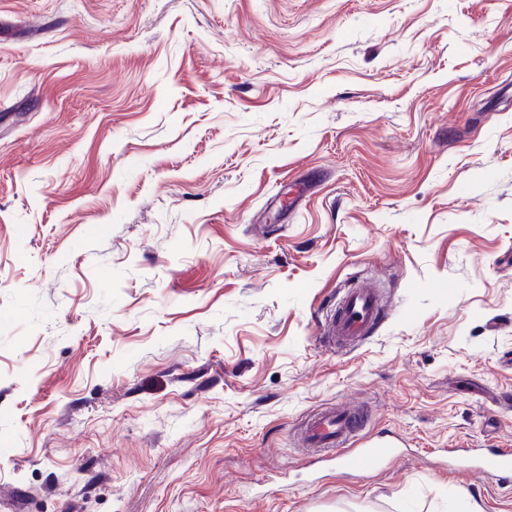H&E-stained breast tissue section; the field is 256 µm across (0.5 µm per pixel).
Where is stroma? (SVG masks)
<instances>
[{"mask_svg": "<svg viewBox=\"0 0 512 512\" xmlns=\"http://www.w3.org/2000/svg\"><path fill=\"white\" fill-rule=\"evenodd\" d=\"M508 391L512 0H0V512H512ZM383 305L379 293L368 285L348 289L336 302L326 319L321 339L338 348L354 347L363 342L377 323ZM365 427L363 407L323 406L302 423L296 443L354 469L387 464L398 456V448L406 447L405 443L387 437L370 438ZM479 457L481 468L493 472L503 484L512 481V448H486Z\"/></svg>", "mask_w": 512, "mask_h": 512, "instance_id": "obj_1", "label": "stroma"}]
</instances>
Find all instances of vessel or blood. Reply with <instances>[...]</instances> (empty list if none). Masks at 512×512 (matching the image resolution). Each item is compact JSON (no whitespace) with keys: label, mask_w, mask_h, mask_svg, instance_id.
I'll return each mask as SVG.
<instances>
[{"label":"vessel or blood","mask_w":512,"mask_h":512,"mask_svg":"<svg viewBox=\"0 0 512 512\" xmlns=\"http://www.w3.org/2000/svg\"><path fill=\"white\" fill-rule=\"evenodd\" d=\"M382 310L375 288L361 285L348 289L326 320L324 342L338 348L359 345L373 330ZM365 427L363 407L324 406L302 423L296 443L354 469L379 466L395 459L399 453L398 441L368 437ZM479 463L483 470L495 473L502 483L512 482V448L486 449Z\"/></svg>","instance_id":"vessel-or-blood-1"}]
</instances>
